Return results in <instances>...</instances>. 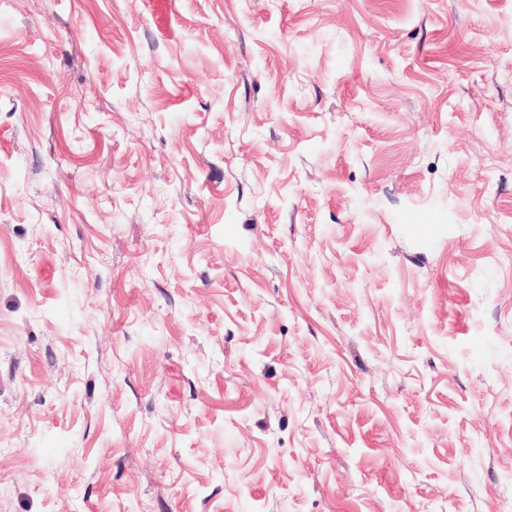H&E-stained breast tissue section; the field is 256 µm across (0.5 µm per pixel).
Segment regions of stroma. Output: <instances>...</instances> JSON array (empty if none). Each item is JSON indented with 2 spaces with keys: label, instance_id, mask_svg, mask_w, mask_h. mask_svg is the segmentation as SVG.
<instances>
[{
  "label": "stroma",
  "instance_id": "1",
  "mask_svg": "<svg viewBox=\"0 0 512 512\" xmlns=\"http://www.w3.org/2000/svg\"><path fill=\"white\" fill-rule=\"evenodd\" d=\"M0 512H512V0H0Z\"/></svg>",
  "mask_w": 512,
  "mask_h": 512
}]
</instances>
